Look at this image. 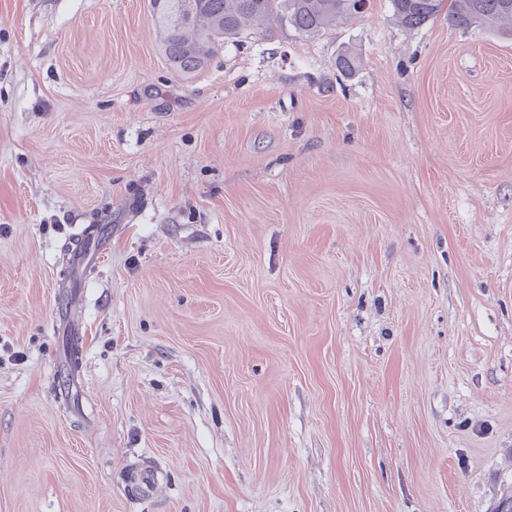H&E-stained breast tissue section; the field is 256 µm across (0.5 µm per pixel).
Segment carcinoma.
Segmentation results:
<instances>
[{"label":"carcinoma","instance_id":"1","mask_svg":"<svg viewBox=\"0 0 512 512\" xmlns=\"http://www.w3.org/2000/svg\"><path fill=\"white\" fill-rule=\"evenodd\" d=\"M360 0H153L155 22L162 33L164 55L183 74L203 69L224 40L246 28L266 31L287 20L299 32L312 34L337 20L362 13ZM408 28L436 15L443 0H391ZM512 22V0H451L448 22L459 28L476 23Z\"/></svg>","mask_w":512,"mask_h":512}]
</instances>
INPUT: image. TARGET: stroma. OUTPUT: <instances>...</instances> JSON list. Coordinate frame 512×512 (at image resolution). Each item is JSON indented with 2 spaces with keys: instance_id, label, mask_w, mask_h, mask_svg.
<instances>
[{
  "instance_id": "35a3bbf8",
  "label": "stroma",
  "mask_w": 512,
  "mask_h": 512,
  "mask_svg": "<svg viewBox=\"0 0 512 512\" xmlns=\"http://www.w3.org/2000/svg\"><path fill=\"white\" fill-rule=\"evenodd\" d=\"M506 483L512 37L370 0L183 75L150 0H0V512H491ZM84 237L89 239V243L84 247L82 246L76 249L75 256L80 258L90 257V260L96 264L104 250L106 242L105 235L99 234L96 228H92Z\"/></svg>"
}]
</instances>
